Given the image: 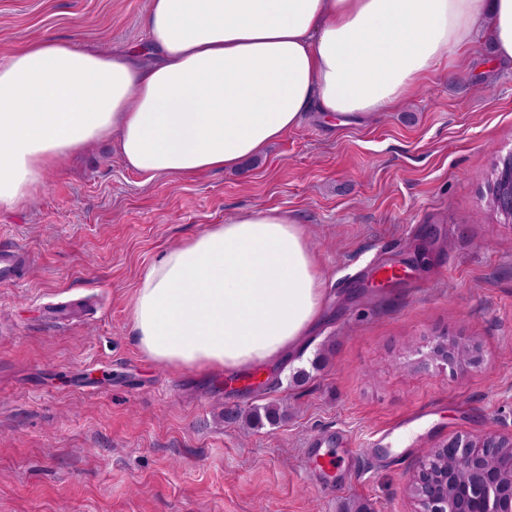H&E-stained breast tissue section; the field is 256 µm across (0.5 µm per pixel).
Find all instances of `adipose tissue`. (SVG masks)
Masks as SVG:
<instances>
[{"label": "adipose tissue", "mask_w": 512, "mask_h": 512, "mask_svg": "<svg viewBox=\"0 0 512 512\" xmlns=\"http://www.w3.org/2000/svg\"><path fill=\"white\" fill-rule=\"evenodd\" d=\"M486 15L512 63V0H151L146 47L29 41L0 57V208L103 139L135 173L188 178L259 158L313 110L396 111ZM324 310L297 220L264 208L166 249L131 327L152 360L225 375L303 350Z\"/></svg>", "instance_id": "obj_1"}]
</instances>
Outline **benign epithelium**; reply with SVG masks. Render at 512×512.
<instances>
[{
    "label": "benign epithelium",
    "instance_id": "obj_1",
    "mask_svg": "<svg viewBox=\"0 0 512 512\" xmlns=\"http://www.w3.org/2000/svg\"><path fill=\"white\" fill-rule=\"evenodd\" d=\"M487 202L512 223V150L496 155ZM426 360L454 375L482 365L480 344L441 334L427 344ZM413 512H512V434H460L430 449L408 481Z\"/></svg>",
    "mask_w": 512,
    "mask_h": 512
}]
</instances>
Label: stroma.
I'll list each match as a JSON object with an SVG mask.
<instances>
[{
	"label": "stroma",
	"instance_id": "1",
	"mask_svg": "<svg viewBox=\"0 0 512 512\" xmlns=\"http://www.w3.org/2000/svg\"><path fill=\"white\" fill-rule=\"evenodd\" d=\"M150 2L0 0V54L42 37L145 43ZM463 56L397 111L348 125L309 112L251 166L149 180L100 143L0 209V248L29 254L0 285V512H411L429 448L512 432V224L485 198L512 150V66L486 26ZM267 207L301 223L327 305L265 388L230 397L223 376L148 359L130 307L167 247ZM387 265L397 278L378 275ZM442 333L476 338L481 368L423 365ZM271 402L277 424L224 418ZM424 407L423 431L375 446ZM315 435L335 469L319 467Z\"/></svg>",
	"mask_w": 512,
	"mask_h": 512
}]
</instances>
